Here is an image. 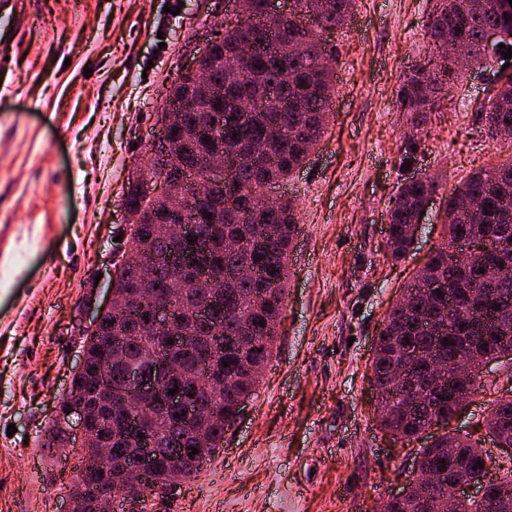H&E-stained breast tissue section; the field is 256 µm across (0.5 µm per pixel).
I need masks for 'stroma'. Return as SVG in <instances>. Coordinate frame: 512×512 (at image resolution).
I'll list each match as a JSON object with an SVG mask.
<instances>
[{
	"instance_id": "obj_1",
	"label": "stroma",
	"mask_w": 512,
	"mask_h": 512,
	"mask_svg": "<svg viewBox=\"0 0 512 512\" xmlns=\"http://www.w3.org/2000/svg\"><path fill=\"white\" fill-rule=\"evenodd\" d=\"M15 43L0 60V512H66L76 455L43 448L82 334L105 302L129 181L159 131L167 88L224 30L231 0H8ZM437 0H358L322 34L336 93L305 166L265 188L294 199L300 233L288 298L260 385L191 483L144 512H380L412 480L425 440L376 421L371 364L388 308L444 241L448 198L512 161L477 130L482 73L437 91L420 130L396 108L433 53ZM417 133L412 161L404 142ZM437 178L411 251L387 252V209L410 176ZM512 385L479 388L452 420L476 425ZM15 434H8V425Z\"/></svg>"
}]
</instances>
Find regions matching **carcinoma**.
Wrapping results in <instances>:
<instances>
[{"mask_svg": "<svg viewBox=\"0 0 512 512\" xmlns=\"http://www.w3.org/2000/svg\"><path fill=\"white\" fill-rule=\"evenodd\" d=\"M252 11L245 28L226 25L224 36L213 41L203 65L210 73L209 94H197L186 75L166 93L167 105H185L178 145L165 160L166 141L152 145L153 165L129 183L125 205L140 212L139 224L129 225V253L121 254L118 289L125 310L107 312L98 329L83 334L85 365L74 376L66 398L75 397L93 415L96 440L76 445L57 424L47 427L45 448L79 447L86 466L121 482L119 462L127 461L144 440L128 433L126 416L111 394L98 388L95 375L105 358L112 359V376L122 378L131 365L149 372L154 358L178 366L165 389L180 387L208 397L218 415L204 414L187 424L183 409L162 394L149 414L141 417L140 432L151 438L156 456L152 484L145 492L169 481L168 454L172 448H196L187 477L198 473L237 422L238 402L254 394L271 357L277 325L287 300L288 263L299 233L297 212L288 201L268 207L264 189L292 177L317 148L326 131L327 108L334 95V72L325 64V47L300 17L310 0H290L288 18L271 26L265 18L266 0H248ZM356 0H323L321 14L312 22L322 31L347 24ZM459 43L470 47L468 62L450 67L438 56L433 70L416 67L401 85L397 101L419 128L432 108L433 86L452 90L461 76L476 66L489 71L494 86L478 109L481 130L494 139L512 142V74L494 68L485 50L487 30L496 28V44L512 48V5L508 0H443L428 17L427 32L435 49L448 45V29ZM248 40L254 48L251 72L240 74L236 50ZM208 141H203V138ZM236 138L246 149L228 162L224 178L212 184V195L222 202L211 218L193 225L195 256L201 258L199 277H189L176 254L188 249L167 236L164 215L151 208L154 187L164 183L168 204L179 205L184 185L203 177L202 160ZM437 189V180L402 182L387 210V247L402 259L411 250L417 230L414 218L424 200ZM449 243L435 248L404 286V306L388 309L371 364L387 409L379 426L394 438L411 443L427 429L444 428L419 450L421 472L431 471L448 481V449L475 463L472 435L448 429L457 414L458 398L474 392L471 375L491 357L512 363V275L497 281L484 279L489 262L512 265V162L472 174L448 201L444 213ZM157 265L154 287L169 292L179 333L147 315L149 285L139 275L140 263ZM447 291L440 292V286ZM264 325H259V321ZM174 343H169V340ZM459 354L471 357L469 374L437 375L426 368L432 357L445 363ZM483 427L492 440L512 448V399L495 400ZM389 503L387 512H483L470 500L454 509L425 496Z\"/></svg>", "mask_w": 512, "mask_h": 512, "instance_id": "carcinoma-1", "label": "carcinoma"}]
</instances>
